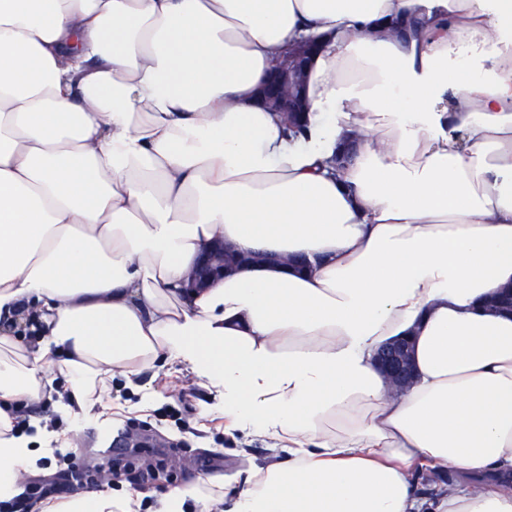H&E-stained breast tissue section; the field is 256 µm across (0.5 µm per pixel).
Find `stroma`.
<instances>
[{
    "mask_svg": "<svg viewBox=\"0 0 512 512\" xmlns=\"http://www.w3.org/2000/svg\"><path fill=\"white\" fill-rule=\"evenodd\" d=\"M54 386L53 393L42 395L24 411V432L14 440L24 450L21 463L31 478L55 473L58 454L93 455L99 431L129 420L140 423L141 433L172 444L173 454L182 461L178 470L160 471L144 491L145 512H161L176 489L190 494L225 481L241 485L245 471L265 463L273 453L266 440L251 437L246 430L228 434L213 429V422L224 419V391L179 359L131 380L113 378L88 410L70 399L62 378H55ZM180 418L189 421L190 432L178 428Z\"/></svg>",
    "mask_w": 512,
    "mask_h": 512,
    "instance_id": "1",
    "label": "stroma"
}]
</instances>
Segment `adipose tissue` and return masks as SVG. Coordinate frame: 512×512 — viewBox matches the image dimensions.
I'll list each match as a JSON object with an SVG mask.
<instances>
[{
	"label": "adipose tissue",
	"mask_w": 512,
	"mask_h": 512,
	"mask_svg": "<svg viewBox=\"0 0 512 512\" xmlns=\"http://www.w3.org/2000/svg\"><path fill=\"white\" fill-rule=\"evenodd\" d=\"M507 22L512 0H0V342L35 336L0 403L58 376L84 405L180 355L227 428L288 450L199 512H512V311L485 307L512 286ZM308 38L290 136L253 96ZM218 239L247 263L186 293ZM400 336L396 394L375 356ZM418 465L463 479L423 496ZM376 363L392 391H403L415 378L411 346L407 337L396 338L384 344L377 352Z\"/></svg>",
	"instance_id": "1"
}]
</instances>
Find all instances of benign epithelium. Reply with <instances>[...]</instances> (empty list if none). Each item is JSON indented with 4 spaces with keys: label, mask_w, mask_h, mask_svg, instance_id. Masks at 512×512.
Returning a JSON list of instances; mask_svg holds the SVG:
<instances>
[{
    "label": "benign epithelium",
    "mask_w": 512,
    "mask_h": 512,
    "mask_svg": "<svg viewBox=\"0 0 512 512\" xmlns=\"http://www.w3.org/2000/svg\"><path fill=\"white\" fill-rule=\"evenodd\" d=\"M317 45L312 40L292 46L273 64L272 75L259 91L263 107L280 114L288 123H295L308 112L310 102L306 91L308 63ZM234 260L224 252V243L215 241L204 249L187 277V288H205L214 279L224 276ZM376 363L395 392L407 388L415 378L410 341L396 338L377 352Z\"/></svg>",
    "instance_id": "1"
}]
</instances>
